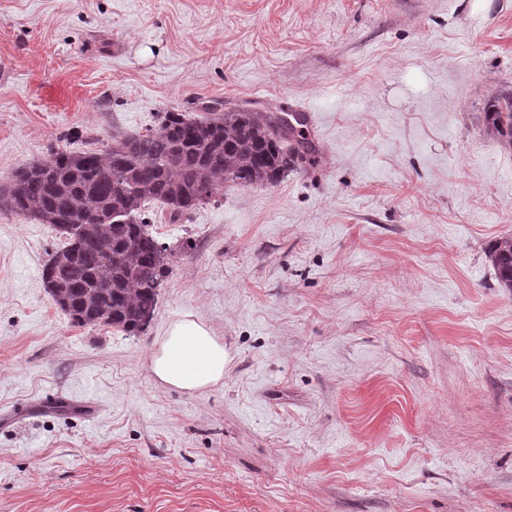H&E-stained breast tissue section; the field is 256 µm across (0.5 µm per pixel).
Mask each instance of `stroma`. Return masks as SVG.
Listing matches in <instances>:
<instances>
[{
  "mask_svg": "<svg viewBox=\"0 0 512 512\" xmlns=\"http://www.w3.org/2000/svg\"><path fill=\"white\" fill-rule=\"evenodd\" d=\"M510 94L512 0H0V188L215 103L309 116L322 172L147 209L136 334L74 324L64 236L0 208V512H512ZM186 313L224 341L196 395L148 371ZM491 128L512 145V97L499 101L495 112H486ZM488 261L502 288L512 289V236L501 237L487 248Z\"/></svg>",
  "mask_w": 512,
  "mask_h": 512,
  "instance_id": "1",
  "label": "stroma"
}]
</instances>
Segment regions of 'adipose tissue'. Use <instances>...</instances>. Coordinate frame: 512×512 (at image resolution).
Segmentation results:
<instances>
[{
  "label": "adipose tissue",
  "instance_id": "obj_1",
  "mask_svg": "<svg viewBox=\"0 0 512 512\" xmlns=\"http://www.w3.org/2000/svg\"><path fill=\"white\" fill-rule=\"evenodd\" d=\"M224 342L199 317L173 320L156 340L148 369L161 384L201 393L224 379Z\"/></svg>",
  "mask_w": 512,
  "mask_h": 512
}]
</instances>
